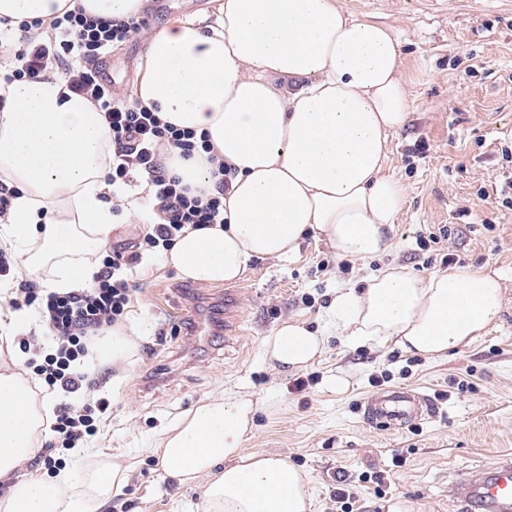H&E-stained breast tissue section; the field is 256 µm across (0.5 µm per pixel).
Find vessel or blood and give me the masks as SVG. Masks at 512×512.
Wrapping results in <instances>:
<instances>
[{"label":"vessel or blood","mask_w":512,"mask_h":512,"mask_svg":"<svg viewBox=\"0 0 512 512\" xmlns=\"http://www.w3.org/2000/svg\"><path fill=\"white\" fill-rule=\"evenodd\" d=\"M361 408L368 423L392 429L410 425L435 411L429 395L405 388L377 391L362 402ZM455 484L452 512H512V458L462 473Z\"/></svg>","instance_id":"vessel-or-blood-1"}]
</instances>
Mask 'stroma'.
<instances>
[{
	"instance_id": "1",
	"label": "stroma",
	"mask_w": 512,
	"mask_h": 512,
	"mask_svg": "<svg viewBox=\"0 0 512 512\" xmlns=\"http://www.w3.org/2000/svg\"><path fill=\"white\" fill-rule=\"evenodd\" d=\"M344 10L391 25L401 43L400 75L410 100L405 126L388 141L386 169L406 187L388 233L390 249L365 263L340 258L315 233L280 258L253 260L242 278L192 282L160 259L145 257L135 275L132 313L140 323L136 355L87 400L105 397L97 432L87 440L127 465L125 485L97 512H197L207 483L166 475L155 451L162 431L199 403L224 394L260 408L243 446L278 453L309 475L312 512H340L336 474L346 471L360 512H448L457 475L512 456V206L480 198L498 186L512 149V0H341ZM210 0H148L145 29L201 10ZM147 51L134 36L104 62L112 87L132 96ZM437 234L430 249L420 239ZM458 264L496 273L502 312L474 343L443 358L411 355L395 344L357 345L327 313L337 289L365 286L395 263L420 276ZM193 315L221 316L226 332L172 333ZM296 321L324 339L318 358L283 367L263 341ZM390 387L418 388L437 399L434 416L403 430L364 422L372 376ZM316 381L296 390L297 377ZM393 471L376 495L367 475Z\"/></svg>"
}]
</instances>
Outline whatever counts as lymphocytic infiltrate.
I'll return each mask as SVG.
<instances>
[{
  "label": "lymphocytic infiltrate",
  "mask_w": 512,
  "mask_h": 512,
  "mask_svg": "<svg viewBox=\"0 0 512 512\" xmlns=\"http://www.w3.org/2000/svg\"><path fill=\"white\" fill-rule=\"evenodd\" d=\"M143 23L139 16L104 21L68 11L52 21L46 37L31 35L32 24L25 21L20 28L28 37L22 46L11 51L0 46V55H11L14 60V78L44 80L59 73L72 92L96 103L111 133L113 186L126 190L135 176H146L161 213L160 223L137 243L106 249L92 286L84 290L46 292L36 281L18 279L14 256L0 251V279L18 282L10 305L35 308L41 327L54 343L53 352L45 355L29 337L17 339L36 379L63 396L54 410L52 430L65 449L94 435L95 412L109 405L103 398L94 408L82 403L87 386L83 366L97 339L132 306L135 290L130 273L145 254L171 248L185 227L223 223L224 192L235 175L231 166L219 164L213 172L216 189L206 196L183 185L169 174L165 159L174 152L188 158L199 150L210 151L207 135L161 122L157 113L127 103L103 77L100 59L132 38Z\"/></svg>",
  "instance_id": "obj_1"
}]
</instances>
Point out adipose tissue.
I'll return each instance as SVG.
<instances>
[{
    "mask_svg": "<svg viewBox=\"0 0 512 512\" xmlns=\"http://www.w3.org/2000/svg\"><path fill=\"white\" fill-rule=\"evenodd\" d=\"M145 0H0V18L18 27L66 11L101 19L140 14ZM135 96L163 122L205 133L236 174L224 194V221L186 229L164 254L184 278L221 284L256 258L293 252L308 232L337 255L364 260L387 251V231L405 188L384 168L387 142L407 121L401 49L390 26L353 16L340 0H216L213 12L144 34ZM291 79L286 91L277 78ZM0 181L17 189L0 220V248L43 288L87 287V262L119 220L156 223L143 207L116 215L108 179L109 131L94 103L63 78L0 80ZM501 311L497 276L452 266L426 277L391 264L362 291L341 288L329 321L355 344L396 342L406 352L444 356L470 344ZM135 325H116L99 361L120 367L135 356ZM323 339L288 322L266 337L279 364L300 367ZM258 408L252 399H209L160 436L163 471L180 482L206 477L200 512H311L310 479L287 458L249 452L243 441ZM50 426L18 361L0 364V480L11 485L0 512H95L120 490L127 468L74 449L91 461L81 480H12Z\"/></svg>",
    "mask_w": 512,
    "mask_h": 512,
    "instance_id": "ef3b65f1",
    "label": "adipose tissue"
}]
</instances>
